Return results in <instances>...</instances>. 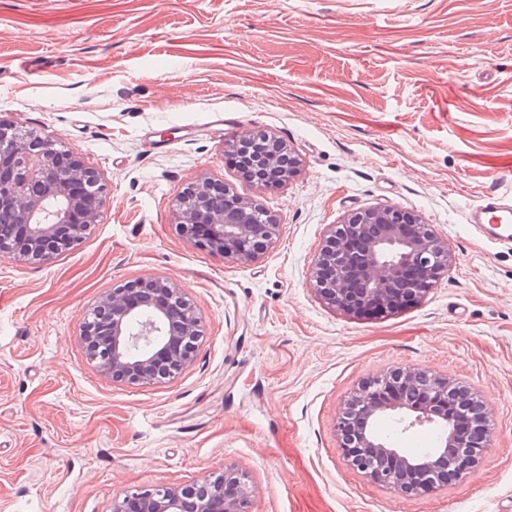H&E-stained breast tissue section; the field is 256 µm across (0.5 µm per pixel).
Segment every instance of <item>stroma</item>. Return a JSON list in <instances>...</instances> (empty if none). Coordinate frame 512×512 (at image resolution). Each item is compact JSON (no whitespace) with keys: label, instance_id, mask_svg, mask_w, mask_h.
<instances>
[{"label":"stroma","instance_id":"stroma-1","mask_svg":"<svg viewBox=\"0 0 512 512\" xmlns=\"http://www.w3.org/2000/svg\"><path fill=\"white\" fill-rule=\"evenodd\" d=\"M0 118L109 188L75 248L0 253V512H112L228 462L250 512H512V246L466 222L512 200V0H0ZM254 129L290 146L295 178L260 192L229 164ZM203 178L279 216L257 261L177 232ZM377 204L423 216L454 261L417 303L356 318L309 274L329 225ZM146 276L181 288L203 335L173 380L115 382L82 322ZM397 367L487 404L489 448L429 494L380 487L339 446L344 401Z\"/></svg>","mask_w":512,"mask_h":512}]
</instances>
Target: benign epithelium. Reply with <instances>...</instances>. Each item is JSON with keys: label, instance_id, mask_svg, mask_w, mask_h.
<instances>
[{"label": "benign epithelium", "instance_id": "1", "mask_svg": "<svg viewBox=\"0 0 512 512\" xmlns=\"http://www.w3.org/2000/svg\"><path fill=\"white\" fill-rule=\"evenodd\" d=\"M240 153L261 192L270 184L257 175L282 163L281 182L293 179L301 161L276 134L245 131L224 145ZM202 179L179 193L174 223L190 244L239 264L256 261L262 243L279 233L278 216L267 211L251 221L258 204L229 192L217 199ZM108 194L99 173L78 152L49 137L0 120V252L20 260L48 262L78 245L98 222ZM453 255L424 218L390 204L346 215L332 225L312 267L310 282L328 306L362 316L378 306L385 314L423 297L448 271ZM202 335L195 306L169 279L148 276L112 289L86 315L81 344L87 359L114 382L146 384L175 377L194 358ZM400 389L385 401L383 390ZM485 402L444 377L418 368H397L365 381L339 412L341 448L372 482L404 493L425 494L464 475L478 455L473 440L457 433L454 416L471 414L481 448L489 446ZM391 417L407 430L428 425L435 448L412 455L377 430ZM186 497L187 486H134L112 500V512H249L248 475L233 463Z\"/></svg>", "mask_w": 512, "mask_h": 512}]
</instances>
